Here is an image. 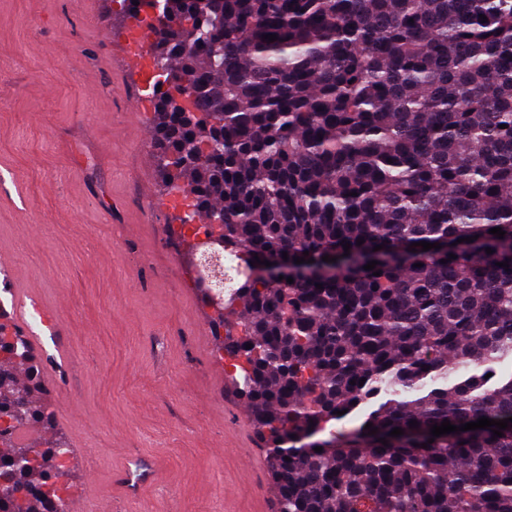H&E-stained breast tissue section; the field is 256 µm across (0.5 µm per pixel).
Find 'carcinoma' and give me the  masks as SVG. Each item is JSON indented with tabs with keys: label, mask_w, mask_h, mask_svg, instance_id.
I'll list each match as a JSON object with an SVG mask.
<instances>
[{
	"label": "carcinoma",
	"mask_w": 512,
	"mask_h": 512,
	"mask_svg": "<svg viewBox=\"0 0 512 512\" xmlns=\"http://www.w3.org/2000/svg\"><path fill=\"white\" fill-rule=\"evenodd\" d=\"M154 4L170 19L155 76L192 97L154 91L170 193L224 217L249 263L336 257L291 283L247 277L219 313L277 512H512V421L430 435L512 418V377L486 378L512 358V0ZM3 318L0 512H65L64 437L30 452L6 421L53 427L40 362ZM380 393L377 433L319 438Z\"/></svg>",
	"instance_id": "carcinoma-1"
}]
</instances>
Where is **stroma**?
<instances>
[{"label":"stroma","mask_w":512,"mask_h":512,"mask_svg":"<svg viewBox=\"0 0 512 512\" xmlns=\"http://www.w3.org/2000/svg\"><path fill=\"white\" fill-rule=\"evenodd\" d=\"M117 0H0V308L73 454L69 512H276L265 450L194 286ZM137 457L163 476L129 495Z\"/></svg>","instance_id":"1"}]
</instances>
